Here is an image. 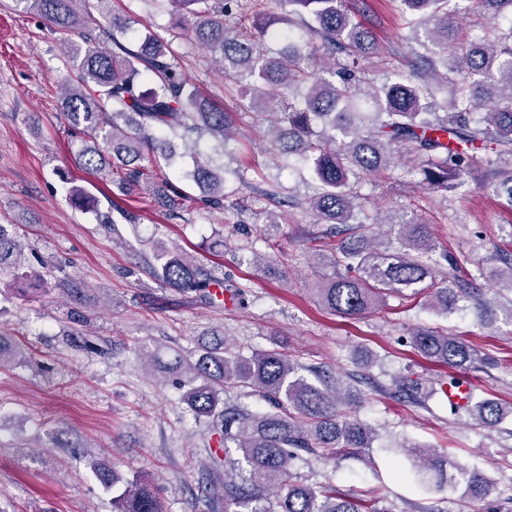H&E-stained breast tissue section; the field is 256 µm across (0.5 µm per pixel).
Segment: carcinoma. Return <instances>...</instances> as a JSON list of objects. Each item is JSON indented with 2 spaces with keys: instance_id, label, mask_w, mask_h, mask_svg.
Returning <instances> with one entry per match:
<instances>
[{
  "instance_id": "1",
  "label": "carcinoma",
  "mask_w": 512,
  "mask_h": 512,
  "mask_svg": "<svg viewBox=\"0 0 512 512\" xmlns=\"http://www.w3.org/2000/svg\"><path fill=\"white\" fill-rule=\"evenodd\" d=\"M88 0H34L40 17L56 32L79 31L81 43H69L79 59V82L63 88L60 105L72 137L92 132L105 149L83 146L77 166L94 171L110 163L130 184L144 181L141 161L148 154L170 165L176 156L168 134L186 139L192 167L184 176L200 190L204 210H223L228 198L226 171L188 141L204 133L226 139L235 126L232 113L199 90L185 74L171 42L154 35L129 46L130 21L110 12L95 19ZM187 28L192 42L232 79L246 108L270 114L274 158L285 168L301 161L319 183L310 210L328 224H359L364 201L353 184L387 168L394 150L404 149L418 162L423 181L446 188L478 162L462 148L486 140L496 145V163L512 169V0H478L491 27L481 37L460 44L455 37L457 0H399L404 28L419 48L411 67L416 79L392 73L380 83L364 62L379 54L369 30L355 21L344 0H279L288 8L278 19L284 46L274 53L264 44L268 28L262 0H167ZM153 78L150 88L144 87ZM72 203L98 210V200L81 189ZM374 224L398 227L396 241L362 234L356 245L332 255L334 272L314 289L321 306L344 318L377 310L388 297L416 299L429 293V304L448 314L459 302L487 300L459 278L460 261L448 254V277L454 288L433 282L437 245L430 227L397 213ZM16 232L0 224V270L16 268L22 254ZM151 273L162 285L192 293L201 301L218 300L214 288L224 281L179 247L156 245ZM408 343L426 360L448 367L439 386H458L481 360L479 350L441 327L418 326ZM21 355L0 334V367ZM149 365L159 373L183 376V400L194 417L216 436L224 453V507L235 512H391L383 497L350 496L330 483L312 487L297 482L291 462L327 464L343 454L359 457L371 447L375 431L344 410L341 381L316 383L299 374V365L276 349L243 356L217 339L194 357L154 352ZM249 388L270 405L254 414L238 405L231 390ZM398 392L422 402L430 389L401 381ZM477 424L493 429L512 409L493 399L479 400L469 390L467 404L453 408ZM409 461L405 477L416 487L467 494L484 500L494 482L475 469L456 464L445 475L437 449L419 444L399 448ZM105 489L112 491L113 512H162L154 490L141 477L123 479L103 460L92 464Z\"/></svg>"
}]
</instances>
